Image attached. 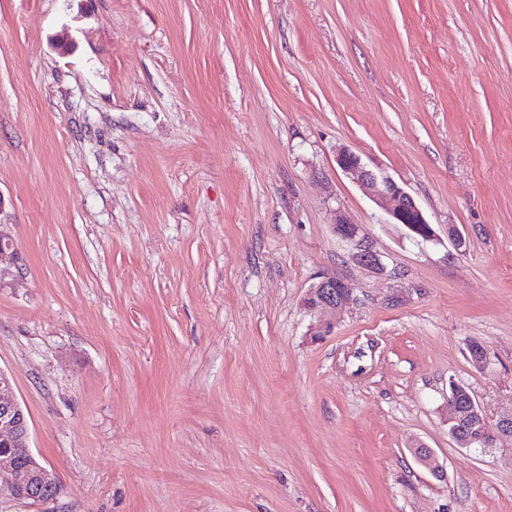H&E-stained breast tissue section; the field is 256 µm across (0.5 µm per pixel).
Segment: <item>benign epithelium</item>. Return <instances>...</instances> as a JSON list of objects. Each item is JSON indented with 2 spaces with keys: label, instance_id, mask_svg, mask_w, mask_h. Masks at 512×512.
Masks as SVG:
<instances>
[{
  "label": "benign epithelium",
  "instance_id": "obj_1",
  "mask_svg": "<svg viewBox=\"0 0 512 512\" xmlns=\"http://www.w3.org/2000/svg\"><path fill=\"white\" fill-rule=\"evenodd\" d=\"M336 162L342 171L368 189L390 223L404 225L414 238L423 242L437 239L414 198L390 176L379 169L367 168L359 155L344 147L337 152ZM333 231L350 248L358 264L376 272L383 270L380 255L360 225L341 216L333 224ZM350 301L351 293L345 281L329 275L309 288L303 305L320 315L318 335L322 336L333 332ZM448 434L461 448H487L500 435L512 436V415L490 425L468 389L453 383L448 397ZM19 450L25 457L23 463L17 460ZM411 452L432 475L443 477V470L434 463L432 449L420 444ZM57 488L54 474L40 464L29 449L28 414L12 396V376L0 369V493L35 502L56 493Z\"/></svg>",
  "mask_w": 512,
  "mask_h": 512
}]
</instances>
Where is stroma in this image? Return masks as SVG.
I'll return each mask as SVG.
<instances>
[{"label":"stroma","instance_id":"obj_1","mask_svg":"<svg viewBox=\"0 0 512 512\" xmlns=\"http://www.w3.org/2000/svg\"><path fill=\"white\" fill-rule=\"evenodd\" d=\"M0 232V369L60 485L0 512H512V437L447 423L453 381L512 414V0H0ZM336 162L342 171L353 175L368 189L372 200L388 215V223L403 224L419 241L436 240L435 230L424 217L414 198L390 176L380 169H368L360 156L348 148L339 149ZM333 231L351 250V256L358 264L380 272L383 270L380 255L373 249L363 228L339 216L333 224ZM351 301V293L344 280L335 275L323 276L309 288L303 305L311 312L319 313L321 324L318 336L329 335L336 327L337 319Z\"/></svg>","mask_w":512,"mask_h":512}]
</instances>
